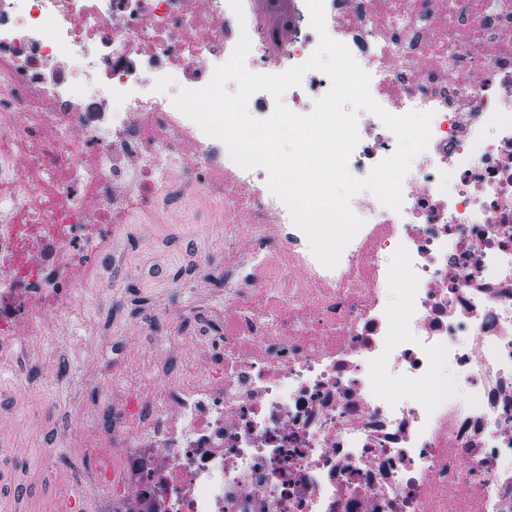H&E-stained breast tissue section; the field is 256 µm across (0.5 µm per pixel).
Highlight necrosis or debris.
I'll return each instance as SVG.
<instances>
[{
  "label": "necrosis or debris",
  "mask_w": 512,
  "mask_h": 512,
  "mask_svg": "<svg viewBox=\"0 0 512 512\" xmlns=\"http://www.w3.org/2000/svg\"><path fill=\"white\" fill-rule=\"evenodd\" d=\"M0 0V359L68 329L130 224L223 228L183 311L117 360L98 512H512V0H324L389 113H432L394 211L324 267L268 188L173 104L231 56L280 74L319 43L306 0ZM307 71L257 118L326 93ZM355 177L395 135L357 113ZM167 324L156 335L154 321Z\"/></svg>",
  "instance_id": "4bbe7bcc"
}]
</instances>
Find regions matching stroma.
Here are the masks:
<instances>
[{"mask_svg": "<svg viewBox=\"0 0 512 512\" xmlns=\"http://www.w3.org/2000/svg\"><path fill=\"white\" fill-rule=\"evenodd\" d=\"M158 246L165 252V278L180 285L166 302L172 308L189 310L196 279L193 259L204 243L174 231ZM125 254L123 264L103 262L91 277L80 280V287L114 284L131 302L144 301L153 262L139 233L130 234ZM88 318L93 331H85L76 322L67 336L39 339L44 357L58 367L55 376L20 390L26 359L21 348L14 349L12 364L0 366V512H7L21 496L39 504L41 512H53L62 478L77 476L94 464L90 449L95 442L78 435L76 428L88 406L96 409L102 428L110 427L112 389L123 385L126 377L112 370V361L123 346L110 331L111 294H104Z\"/></svg>", "mask_w": 512, "mask_h": 512, "instance_id": "obj_1", "label": "stroma"}]
</instances>
